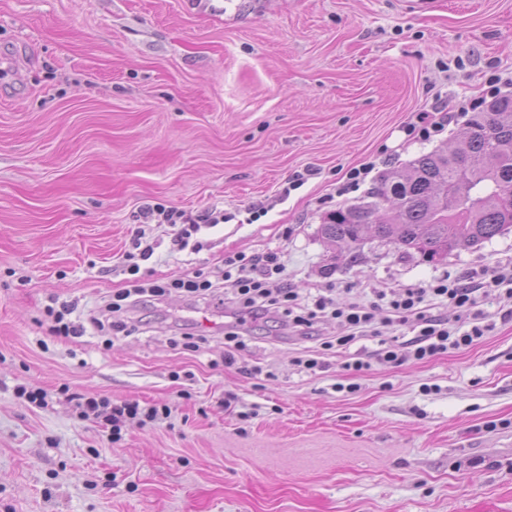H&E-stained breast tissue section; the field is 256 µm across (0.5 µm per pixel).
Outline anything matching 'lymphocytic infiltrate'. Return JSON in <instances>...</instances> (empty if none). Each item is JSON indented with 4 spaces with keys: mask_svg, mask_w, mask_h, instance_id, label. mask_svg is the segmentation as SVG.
I'll return each mask as SVG.
<instances>
[{
    "mask_svg": "<svg viewBox=\"0 0 512 512\" xmlns=\"http://www.w3.org/2000/svg\"><path fill=\"white\" fill-rule=\"evenodd\" d=\"M142 218L148 224H172L177 226L172 244L177 250H185L193 234L202 226H216L225 220L223 212L211 209L190 216L185 212L166 208L157 203L146 207ZM155 246L145 243L139 253L126 254V270L130 275L128 288L112 302L103 305L92 323L97 328L108 327L122 332L127 324L124 313L143 299L159 297L162 286L149 283L140 277V261L150 259ZM284 272L281 256L276 252L262 254H233L225 256L223 282L232 293L234 301L248 313L261 317L271 312L283 314L288 327L296 332L313 329L324 319L335 320L339 333L321 342L319 349L307 351L296 358L295 363L309 374L324 370L322 359L325 351L335 347L346 348L359 339L377 338L376 349L363 352L357 358L345 362L344 369L354 377L362 376L377 363L399 365L409 360L429 361L439 356L474 345L494 324L483 309L488 290H495L500 303L501 320H512V264L488 267L467 275L447 276L421 288H407L394 297L378 293L375 300L358 299L336 305L329 289H318L316 294L304 297L296 288L282 283L279 288H268L269 279L280 278ZM453 305L467 316L466 325L448 323L436 315L441 305ZM398 324L409 326L412 336L395 344L381 339V326ZM80 420L95 419L108 429L112 439H120L127 424L146 425L170 418L172 409L166 404L140 405L139 402H112L100 395L79 394L75 397Z\"/></svg>",
    "mask_w": 512,
    "mask_h": 512,
    "instance_id": "f902f5d3",
    "label": "lymphocytic infiltrate"
}]
</instances>
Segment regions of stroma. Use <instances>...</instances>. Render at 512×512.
Segmentation results:
<instances>
[{"label":"stroma","mask_w":512,"mask_h":512,"mask_svg":"<svg viewBox=\"0 0 512 512\" xmlns=\"http://www.w3.org/2000/svg\"><path fill=\"white\" fill-rule=\"evenodd\" d=\"M224 6L217 25L183 0H0V512H512V321L354 380L340 350L300 372L313 340L247 317L228 367L231 305L172 285L274 250L300 293L328 286L341 304L358 283L371 301L512 262V232L437 263L368 237L327 272L318 232L382 175L455 144L460 105L512 75V0ZM437 109L454 113L443 133L409 140L403 125ZM155 203L227 221L178 252L173 227L136 220ZM140 228L160 242L140 274L162 302L138 312L143 329H97ZM53 300L85 335L53 334ZM22 383L53 391L49 406L18 399ZM63 384L172 415L114 443Z\"/></svg>","instance_id":"stroma-1"}]
</instances>
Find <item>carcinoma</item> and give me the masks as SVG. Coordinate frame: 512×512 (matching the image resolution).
Returning <instances> with one entry per match:
<instances>
[{
	"mask_svg": "<svg viewBox=\"0 0 512 512\" xmlns=\"http://www.w3.org/2000/svg\"><path fill=\"white\" fill-rule=\"evenodd\" d=\"M512 95L496 97L467 123L459 144L415 158L382 176L371 201L340 207L320 224L322 238L351 251L366 233L434 263L512 230Z\"/></svg>",
	"mask_w": 512,
	"mask_h": 512,
	"instance_id": "1",
	"label": "carcinoma"
}]
</instances>
